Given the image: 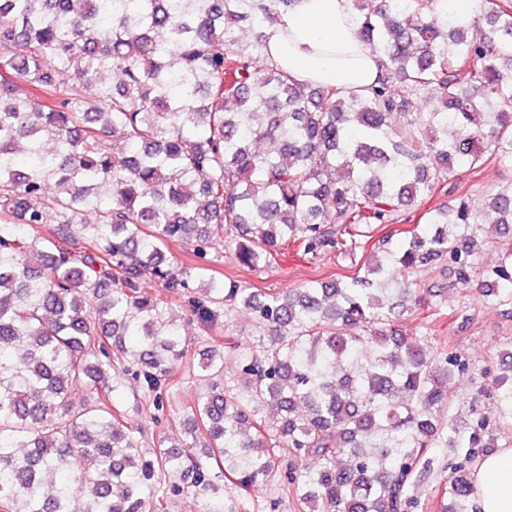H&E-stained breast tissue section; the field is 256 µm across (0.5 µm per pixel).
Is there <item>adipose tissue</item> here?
<instances>
[{
  "label": "adipose tissue",
  "mask_w": 512,
  "mask_h": 512,
  "mask_svg": "<svg viewBox=\"0 0 512 512\" xmlns=\"http://www.w3.org/2000/svg\"><path fill=\"white\" fill-rule=\"evenodd\" d=\"M271 60L298 83L362 90L380 73L361 47L348 0H292L270 29ZM479 512H512V445L484 457L472 474Z\"/></svg>",
  "instance_id": "1"
}]
</instances>
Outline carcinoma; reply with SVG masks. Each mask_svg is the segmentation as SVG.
Listing matches in <instances>:
<instances>
[{
    "mask_svg": "<svg viewBox=\"0 0 512 512\" xmlns=\"http://www.w3.org/2000/svg\"><path fill=\"white\" fill-rule=\"evenodd\" d=\"M291 2L0 0V512H166L218 479L274 486L301 512H412L431 448L467 449L439 512H477L470 464L512 431V348L496 361V421L464 436L440 411L468 364L451 345L427 354L393 315H441L443 289L407 279L440 260L512 308V244L475 267L478 226L512 224V185L480 212L463 191L397 249L285 291L179 273L164 249L204 259L225 237L251 270L289 248L352 260L373 225L460 168L512 166V0L469 14L350 0L381 59L366 91L299 84L268 60L266 30ZM419 97L430 111H410ZM50 211L59 232L40 240ZM145 270L184 301L156 298ZM236 308L261 326L241 381L211 344L183 438L142 452L110 394L131 380L159 418L184 324Z\"/></svg>",
    "mask_w": 512,
    "mask_h": 512,
    "instance_id": "1",
    "label": "carcinoma"
}]
</instances>
